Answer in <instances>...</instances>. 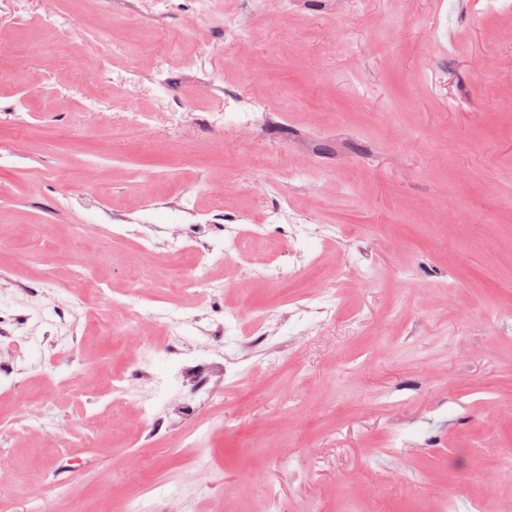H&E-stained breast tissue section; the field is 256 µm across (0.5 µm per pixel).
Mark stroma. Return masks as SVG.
<instances>
[{"label":"stroma","instance_id":"obj_1","mask_svg":"<svg viewBox=\"0 0 512 512\" xmlns=\"http://www.w3.org/2000/svg\"><path fill=\"white\" fill-rule=\"evenodd\" d=\"M26 8L19 20L0 7V145L25 144L0 167V291L39 277L47 260L68 288L100 274L119 293L143 273L153 285L90 312L115 335L80 322L49 343L31 323L0 345L17 380L0 395V452L12 460L0 512H29L37 489L19 472L54 474L63 459L72 493L49 496L46 512L100 493L121 512L148 481L156 512H512V14L485 0H298L269 19L247 0ZM48 13L80 14L83 29L49 30ZM242 26L251 36L226 46ZM131 67L149 77L140 111L161 95L170 111L197 113L260 97L285 120L261 137L167 120L88 130L82 109L99 73L118 85ZM49 70L54 81L31 97ZM210 71L220 88L197 84ZM76 80L78 93H57ZM12 110L28 113L25 126ZM308 165L320 180L283 186L307 218L288 245L287 290L339 291L332 321L279 317L280 298L252 275L281 239L260 183ZM60 171L77 183L90 174L96 206L68 198ZM142 180L155 192L146 211ZM217 198L258 230L206 308L224 333L205 338L183 315L164 242L185 222L181 203L207 210ZM106 224L141 225L154 253L110 238ZM36 227L37 251L19 259L13 241ZM232 308L240 318L225 323ZM265 312L267 340L237 344ZM175 320L191 348L237 363L220 385L212 447L174 460L179 422L137 445L118 432L86 443L82 402L106 389L117 332L156 339ZM41 399L72 419L64 442L21 426ZM395 431L404 448H389Z\"/></svg>","mask_w":512,"mask_h":512}]
</instances>
